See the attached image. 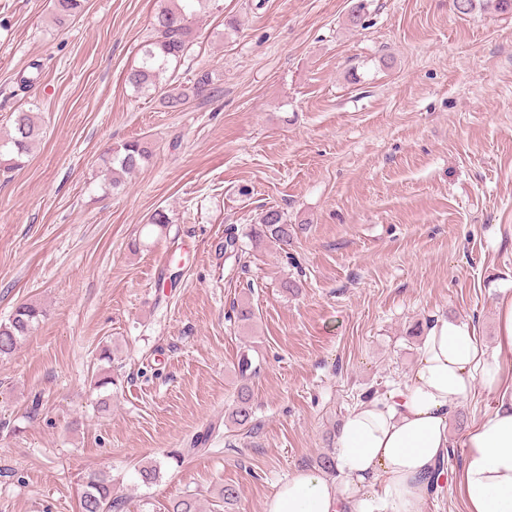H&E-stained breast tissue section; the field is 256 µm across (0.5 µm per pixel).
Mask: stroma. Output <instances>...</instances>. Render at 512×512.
<instances>
[{
	"instance_id": "stroma-1",
	"label": "stroma",
	"mask_w": 512,
	"mask_h": 512,
	"mask_svg": "<svg viewBox=\"0 0 512 512\" xmlns=\"http://www.w3.org/2000/svg\"><path fill=\"white\" fill-rule=\"evenodd\" d=\"M355 2L219 0L162 79L205 69L214 91L173 112L125 83L155 0H84L61 28L50 0H0V129L29 110L43 131L0 170V321L23 302L45 312L0 359V512H78L98 471L123 512L186 497L264 512L281 481L334 454L366 391L414 365L415 329L465 322L494 349L512 293V13L367 0L353 26ZM134 139L151 161L105 192L102 155ZM271 207L293 241L244 235L241 258L219 253L228 227L244 234ZM244 384L254 415L234 427ZM214 423L206 450L170 459ZM462 459L451 448L424 512H466ZM147 461L161 464L151 485Z\"/></svg>"
}]
</instances>
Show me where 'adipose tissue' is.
<instances>
[{
    "instance_id": "ef3b65f1",
    "label": "adipose tissue",
    "mask_w": 512,
    "mask_h": 512,
    "mask_svg": "<svg viewBox=\"0 0 512 512\" xmlns=\"http://www.w3.org/2000/svg\"><path fill=\"white\" fill-rule=\"evenodd\" d=\"M495 350L464 323L433 324L402 378L349 409L336 438V478L304 468L266 512H423L428 477L452 445L464 450L457 487L468 512H512V295L498 305ZM496 399L458 443L448 424L475 385Z\"/></svg>"
}]
</instances>
